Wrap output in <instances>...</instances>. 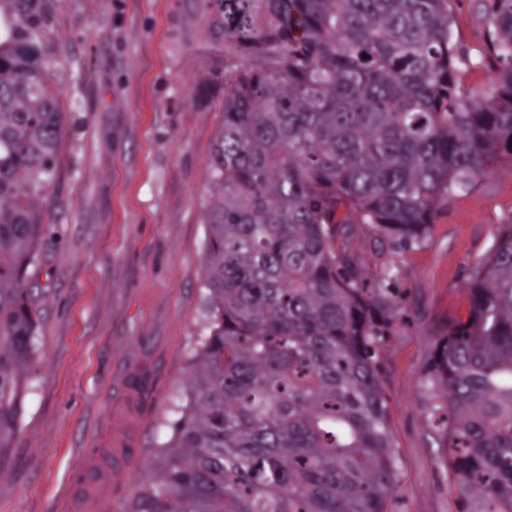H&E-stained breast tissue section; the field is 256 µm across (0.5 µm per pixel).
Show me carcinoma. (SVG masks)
<instances>
[{
  "instance_id": "obj_1",
  "label": "carcinoma",
  "mask_w": 512,
  "mask_h": 512,
  "mask_svg": "<svg viewBox=\"0 0 512 512\" xmlns=\"http://www.w3.org/2000/svg\"><path fill=\"white\" fill-rule=\"evenodd\" d=\"M36 0L0 40V448L36 352L28 288L65 137ZM224 41L204 221L205 329L128 512H389L398 481L376 356L398 270L365 277L368 227L424 243L439 203L512 163V0L483 4L498 64L473 99L450 0H204ZM427 383L459 512H512V213L461 282Z\"/></svg>"
}]
</instances>
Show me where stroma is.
Masks as SVG:
<instances>
[{
  "mask_svg": "<svg viewBox=\"0 0 512 512\" xmlns=\"http://www.w3.org/2000/svg\"><path fill=\"white\" fill-rule=\"evenodd\" d=\"M470 61L460 91L495 85L481 0H451ZM42 49L67 72L65 139L29 274L39 312L0 512H127L184 402L206 322L203 204L221 114L197 94L219 73L202 0H43ZM512 213V166L442 202L430 238L395 255L402 320L378 370L397 451L392 512H457L427 419L435 332Z\"/></svg>",
  "mask_w": 512,
  "mask_h": 512,
  "instance_id": "obj_1",
  "label": "stroma"
}]
</instances>
